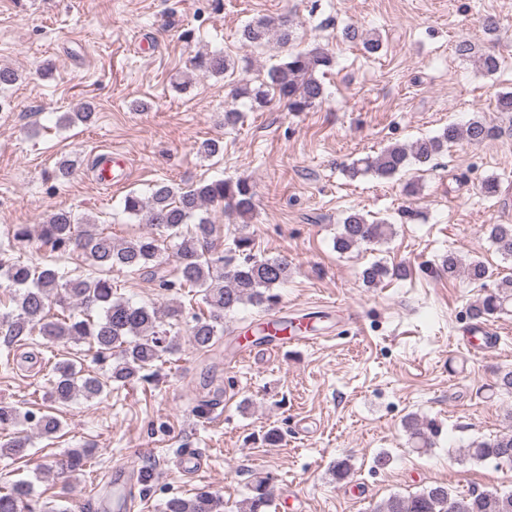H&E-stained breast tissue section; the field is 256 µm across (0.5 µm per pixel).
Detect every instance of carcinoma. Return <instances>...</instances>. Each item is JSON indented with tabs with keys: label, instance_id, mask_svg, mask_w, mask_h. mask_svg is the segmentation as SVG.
I'll return each instance as SVG.
<instances>
[{
	"label": "carcinoma",
	"instance_id": "1",
	"mask_svg": "<svg viewBox=\"0 0 512 512\" xmlns=\"http://www.w3.org/2000/svg\"><path fill=\"white\" fill-rule=\"evenodd\" d=\"M277 35L283 44L291 34L284 25L270 18L246 24L242 39L247 47H259ZM346 38L357 41L369 55L383 48L381 37L356 29L345 32ZM193 68L211 75H223L234 68L222 52L196 55ZM333 57L321 46L290 52L282 62L267 72V81L257 86L244 83L234 90V97L248 98L261 107L273 100L287 104L292 112H308L325 99V87L317 73L332 68ZM91 105L80 112H66L60 122L87 123L93 118ZM496 129L487 121L473 119L466 126L449 124L431 137L420 138L409 145L393 144L377 156L366 157L351 168V175L374 174L392 178L403 172L411 162H426L442 154L448 145L461 139L480 144L495 135ZM254 186L246 179L222 178L201 182L189 188L177 187L165 180L156 181L144 194L129 192L123 198V212L158 229V234H145L128 241H117L98 228L95 220L76 218L72 212L59 209L39 225L38 238L54 252H82L92 261L87 274L71 275L55 264L30 265L20 260L0 258V278L13 288L16 308L0 312V336L6 346L35 333L50 343H81L93 350L94 360L109 364L100 377L84 370L73 359L55 362L51 369L49 394L53 401L68 404L81 396L86 400L112 392L150 377L149 371L166 354L180 348L179 334L171 333L180 321L184 305L169 302L165 309L137 305L113 297L112 283L107 278L113 269L148 273L158 279V287L169 294H180L187 288L195 290L207 314L194 316L188 328L189 342L198 351H209L224 335V319L245 305L269 309L279 300L277 288L288 280V262L280 257H259L252 253V240L246 236L233 239V247L222 252L213 243L214 225L204 216L208 207L222 203L237 217L245 220L255 210ZM489 239L496 250L512 258V225L491 224ZM392 234V224L382 219L368 221L358 212L343 219L334 248L347 253L362 245H374ZM172 242L175 267H162L165 242ZM390 277L404 279L402 265L388 267L375 262L362 271L369 285ZM512 303V278L498 284L495 293L485 296L472 309V317L486 319L506 310ZM59 306L69 314L58 317L50 310ZM36 420L39 435L51 438L61 428V421L51 415L40 417L22 413L13 405L0 403V427L14 426L19 419ZM404 428L414 448L425 451L433 445L438 433L434 422L411 415ZM31 440L15 435L0 445V456L27 457ZM464 457L475 462L489 459L512 465V427L495 438L480 441L465 449ZM92 458L87 448H73L57 462L63 471L78 473ZM268 480L256 476L249 495L236 505V512H268L272 497ZM0 512H34L33 484L26 479L0 487ZM164 512H226L224 499L210 491L192 497L174 496L167 500ZM373 512H512V491H472L458 495L444 485H432L410 495H392L377 503Z\"/></svg>",
	"mask_w": 512,
	"mask_h": 512
}]
</instances>
